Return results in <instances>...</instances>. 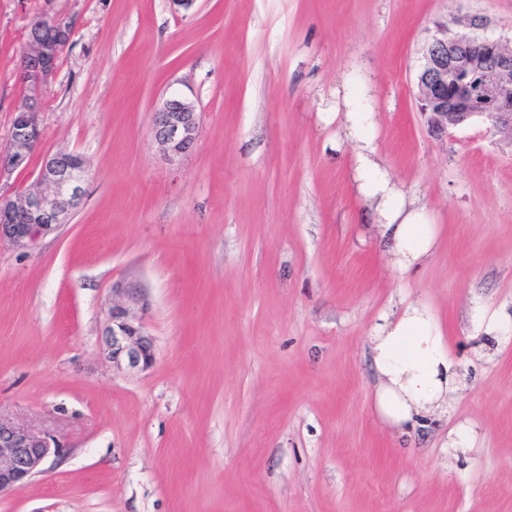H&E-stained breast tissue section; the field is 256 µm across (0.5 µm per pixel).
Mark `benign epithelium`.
Masks as SVG:
<instances>
[{"label":"benign epithelium","mask_w":512,"mask_h":512,"mask_svg":"<svg viewBox=\"0 0 512 512\" xmlns=\"http://www.w3.org/2000/svg\"><path fill=\"white\" fill-rule=\"evenodd\" d=\"M73 36L70 23L50 15L33 18L21 57V83L27 91L14 112L8 146L0 150V178L29 167L42 139L41 93L56 73L59 50ZM417 98L428 133L436 138L476 119L488 120L494 133L512 142V48L488 35H435L424 47ZM200 113L181 96L165 99L153 112L156 143L173 161L197 142ZM86 162L78 154L58 151L42 161L34 187L0 195V242L33 250L40 240L68 223L83 198ZM104 328L112 366L142 372L156 362L154 338L136 313L139 290L118 281ZM63 446L46 434L0 417V494L26 489L51 455Z\"/></svg>","instance_id":"benign-epithelium-1"}]
</instances>
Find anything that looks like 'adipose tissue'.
<instances>
[{"mask_svg":"<svg viewBox=\"0 0 512 512\" xmlns=\"http://www.w3.org/2000/svg\"><path fill=\"white\" fill-rule=\"evenodd\" d=\"M356 178L362 194L374 203L383 232L391 239L394 270L409 272L435 249L437 225L428 223L424 209L406 206L403 192L370 155H359ZM510 325L511 312L503 308L493 311L487 303L473 302L466 347L461 350L451 344L439 311L426 300L383 312L369 336L377 419L403 436L445 427L441 449L450 458L472 448L481 436L479 428L468 421L453 426L448 423L453 401L468 388L464 355L488 356Z\"/></svg>","mask_w":512,"mask_h":512,"instance_id":"1","label":"adipose tissue"}]
</instances>
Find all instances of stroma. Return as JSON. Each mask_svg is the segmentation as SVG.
Segmentation results:
<instances>
[{"mask_svg": "<svg viewBox=\"0 0 512 512\" xmlns=\"http://www.w3.org/2000/svg\"><path fill=\"white\" fill-rule=\"evenodd\" d=\"M43 14L74 35L0 193L60 150L87 175L70 223L0 245V416L66 453L0 512H512V341L467 365L452 415L482 436L457 459L379 422L368 350L404 298L458 337L472 298L512 312V146L482 119L431 137L416 101L426 42L480 17L512 46V0H0V146ZM175 93L201 122L172 162L152 115ZM362 137L440 227L404 275L354 180ZM118 280L148 303L144 373L103 355Z\"/></svg>", "mask_w": 512, "mask_h": 512, "instance_id": "stroma-1", "label": "stroma"}]
</instances>
